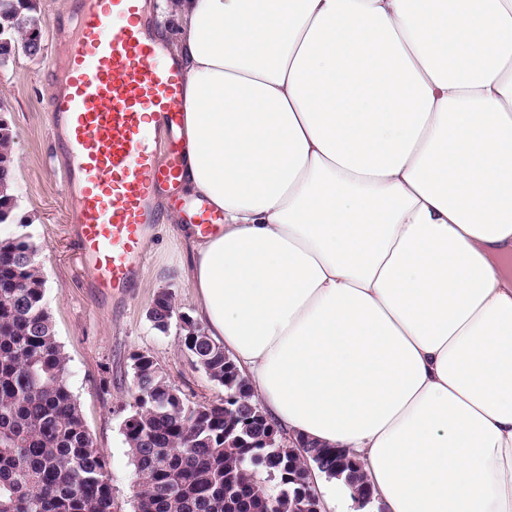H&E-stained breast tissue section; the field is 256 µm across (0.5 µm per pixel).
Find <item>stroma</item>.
Instances as JSON below:
<instances>
[{
  "instance_id": "stroma-1",
  "label": "stroma",
  "mask_w": 512,
  "mask_h": 512,
  "mask_svg": "<svg viewBox=\"0 0 512 512\" xmlns=\"http://www.w3.org/2000/svg\"><path fill=\"white\" fill-rule=\"evenodd\" d=\"M45 22L43 52L17 56L0 68V101L17 132L13 145L15 193L27 227L0 224V238L27 232L42 251L45 304L58 342L69 359L68 382L97 452L112 477V512H137V478L123 434L133 405V353H149L170 382L193 401L214 400L224 390L195 365L184 349L180 324L193 312L187 284V247L173 225H153L141 284L130 295L101 302L74 245V227L65 197L64 157L51 133L47 104L56 86L48 77L59 45L52 21L66 16L74 0H36ZM172 292L177 316L167 330L154 328L148 312L158 295Z\"/></svg>"
}]
</instances>
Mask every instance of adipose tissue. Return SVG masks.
I'll return each instance as SVG.
<instances>
[{
  "label": "adipose tissue",
  "instance_id": "1",
  "mask_svg": "<svg viewBox=\"0 0 512 512\" xmlns=\"http://www.w3.org/2000/svg\"><path fill=\"white\" fill-rule=\"evenodd\" d=\"M193 317L376 512H512V0H160ZM184 209L193 219V224L201 235L207 236L213 232L219 216L208 205L201 203ZM306 454L308 457L313 456L320 465V472L328 478L339 479L344 477L346 483L353 489L358 496L359 508L370 503L369 487L367 486L363 467H360L356 462L349 461L348 463L339 465L336 463V449L320 447L317 445L308 446Z\"/></svg>",
  "mask_w": 512,
  "mask_h": 512
}]
</instances>
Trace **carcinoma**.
Returning a JSON list of instances; mask_svg holds the SVG:
<instances>
[{
	"label": "carcinoma",
	"mask_w": 512,
	"mask_h": 512,
	"mask_svg": "<svg viewBox=\"0 0 512 512\" xmlns=\"http://www.w3.org/2000/svg\"><path fill=\"white\" fill-rule=\"evenodd\" d=\"M35 0H0V67L42 33ZM12 122L0 121V224L18 219ZM40 246L21 233L0 239V512H112V478L94 448L67 383L68 359L44 303ZM175 314L172 293L149 310L164 330ZM183 345L224 396L189 400L154 358L134 361V404L124 437L138 477V512H294L308 490L306 457L288 443L267 444L273 426L249 381L189 316ZM320 472L344 478L368 504L363 468L336 463V449L312 445Z\"/></svg>",
	"instance_id": "cac0c4a2"
}]
</instances>
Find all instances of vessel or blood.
I'll return each instance as SVG.
<instances>
[{"label": "vessel or blood", "instance_id": "1", "mask_svg": "<svg viewBox=\"0 0 512 512\" xmlns=\"http://www.w3.org/2000/svg\"><path fill=\"white\" fill-rule=\"evenodd\" d=\"M74 19L49 110L76 248L99 296L119 298L141 278L159 197L179 184L181 152L159 158L150 123L179 124L181 67L157 41L146 0H76ZM187 212L204 236L219 220L203 203Z\"/></svg>", "mask_w": 512, "mask_h": 512}]
</instances>
